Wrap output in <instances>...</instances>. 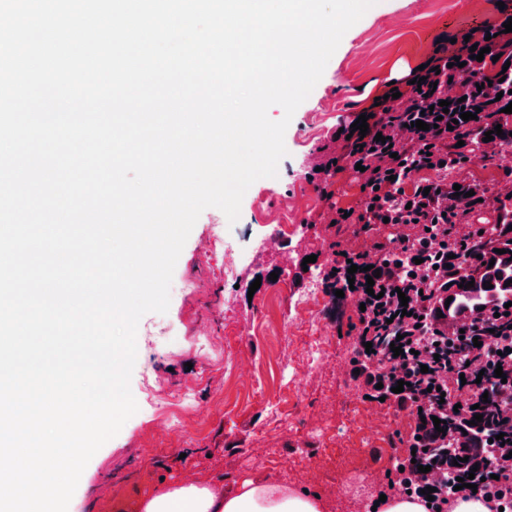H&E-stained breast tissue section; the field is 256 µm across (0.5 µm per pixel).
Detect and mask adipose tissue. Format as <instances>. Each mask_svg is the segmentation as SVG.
<instances>
[{"label": "adipose tissue", "mask_w": 512, "mask_h": 512, "mask_svg": "<svg viewBox=\"0 0 512 512\" xmlns=\"http://www.w3.org/2000/svg\"><path fill=\"white\" fill-rule=\"evenodd\" d=\"M329 502L284 483L247 478L228 491L190 482L162 485L143 497L138 512H327Z\"/></svg>", "instance_id": "ef3b65f1"}]
</instances>
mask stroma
Masks as SVG:
<instances>
[{
    "instance_id": "1",
    "label": "stroma",
    "mask_w": 512,
    "mask_h": 512,
    "mask_svg": "<svg viewBox=\"0 0 512 512\" xmlns=\"http://www.w3.org/2000/svg\"><path fill=\"white\" fill-rule=\"evenodd\" d=\"M512 14V0H386L343 37L321 80L298 107L285 133L278 175L254 182L240 218L202 212L176 263L166 313L145 314L137 330L130 388L137 412L92 457L68 512H133L155 487L197 481L230 489L243 478L302 482L328 496L331 512H370L389 490L387 470L404 460L416 418L408 409L369 399L357 369L356 308L336 299L327 336L294 301L313 278L301 263L325 266L334 251L376 256L390 224H331L334 211L357 207L364 194L351 169L324 177L341 148L336 135L353 124L388 83L408 81L440 37L472 23ZM293 231L268 251L261 238L281 220ZM220 228L236 250L252 255L236 279L206 247ZM259 289H252V282ZM333 355L322 370L307 365L315 338ZM248 367L243 383L225 369ZM191 388V409L164 408L149 391ZM318 463L315 476L299 470Z\"/></svg>"
}]
</instances>
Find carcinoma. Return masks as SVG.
<instances>
[{
  "instance_id": "1",
  "label": "carcinoma",
  "mask_w": 512,
  "mask_h": 512,
  "mask_svg": "<svg viewBox=\"0 0 512 512\" xmlns=\"http://www.w3.org/2000/svg\"><path fill=\"white\" fill-rule=\"evenodd\" d=\"M492 34L490 40H485L487 34ZM477 46V50L469 52L470 47ZM490 48L484 54L483 61L474 59L478 51ZM499 56L497 61L492 57ZM460 61L465 66L460 68L443 67L440 75L431 79L437 83L436 89L429 90L428 94L421 92L409 99H393L387 105L386 111L396 113L399 126L411 130L409 124L422 120L429 126L440 127L450 124L453 130L448 132V152L444 153L430 142L423 152L419 153L406 149L395 158L393 166L380 167L383 152H391L389 145L380 142L373 145V149L364 150L359 159L365 171H356L369 190L356 209L346 211L348 217L338 215V224H381L382 217L389 218V223H401V216L408 212L406 205L411 208L426 200L423 196L425 188L432 186V180L419 176L422 171L435 172L448 175L460 170L465 165V158L485 145L494 147L498 151L512 148V114L502 112L512 102V65L503 69L506 62H512V32H504L503 24L488 25L482 29V38L461 46L458 53ZM484 84V89L477 90V85ZM503 93L501 99H496L497 93ZM465 101L458 102V99ZM442 100L450 101L449 112H443L439 106ZM434 110H429V107ZM480 112H475V108ZM477 113V119L464 121L460 119L462 111ZM458 123H453V120ZM501 125L504 136L500 137L493 132L496 125ZM492 132L493 140L482 141L486 132ZM464 141V146L454 149L453 144ZM396 176L392 181L389 176ZM460 190L453 189L451 183H441L444 194L436 203V210L446 213L456 224H471L472 231L463 239L457 237L448 239V253L455 258L448 260L451 268L448 269V280L442 287L437 300V309L441 310L448 321V336H453L457 327L468 320L480 319L487 313L505 308V304L512 302V178L493 187L474 178L457 180ZM475 195L465 196L468 191ZM504 249L506 253L498 254L496 250ZM336 266L319 270L322 275L324 287L329 291L344 289L340 277L335 275ZM474 282L471 288L465 287L468 282ZM490 282L493 288L486 289L483 283ZM453 297L450 304H445L448 297ZM401 301L397 291L383 296L377 305L372 317V324L382 325L381 334L374 337L377 349L383 359L395 363L398 358L390 346L402 345L397 335L403 334L401 321L397 320ZM393 319L387 323V319ZM502 366L506 374L507 384L512 385V352L504 349L495 364L482 363L478 366H467V374L475 377L484 372L480 385L492 387L501 385V378L495 376L494 370ZM439 384L432 385V391L427 388H418L411 385L409 390L425 399L436 403L433 416L441 420L440 427L445 432H434L440 447L427 448L419 442H414L416 459L414 466H431V471L438 472L444 477L443 484L437 486V491L445 490L450 495L456 494L454 487L461 485L457 478L464 482H471L477 488H486L492 483L491 463L481 450V444L493 440L495 447H512V418L505 414V405L492 393L488 400H479L480 408L472 409L461 407L456 412L447 409L448 403H440L436 391ZM481 414L483 419L475 424L474 415ZM504 434L497 440L495 436ZM468 457V461L453 465L458 457ZM479 467L474 479H468L471 469ZM486 481H481V478Z\"/></svg>"
}]
</instances>
